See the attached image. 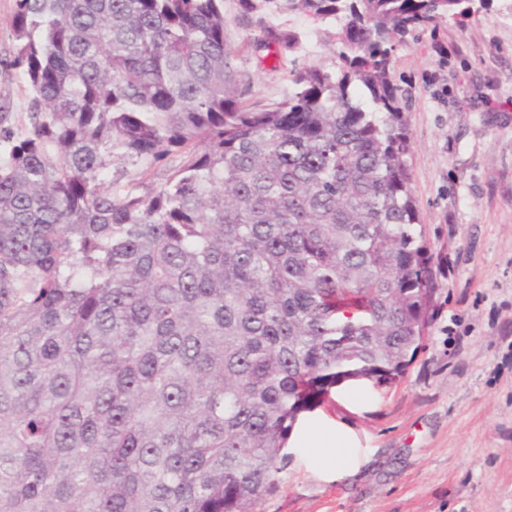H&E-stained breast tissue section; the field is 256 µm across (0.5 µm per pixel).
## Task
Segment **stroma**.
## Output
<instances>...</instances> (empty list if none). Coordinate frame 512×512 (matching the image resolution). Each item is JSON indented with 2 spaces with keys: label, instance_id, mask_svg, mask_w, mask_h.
<instances>
[{
  "label": "stroma",
  "instance_id": "1",
  "mask_svg": "<svg viewBox=\"0 0 512 512\" xmlns=\"http://www.w3.org/2000/svg\"><path fill=\"white\" fill-rule=\"evenodd\" d=\"M15 0H0V106L17 130L28 92L9 62ZM336 26L224 0L243 104L286 98L292 68H336ZM296 34L297 53L277 52ZM407 164L434 291L403 376L333 387L312 418L347 448H293L261 512H512V0L417 31L393 53Z\"/></svg>",
  "mask_w": 512,
  "mask_h": 512
}]
</instances>
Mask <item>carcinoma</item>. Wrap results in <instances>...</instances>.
Returning <instances> with one entry per match:
<instances>
[{"instance_id":"obj_1","label":"carcinoma","mask_w":512,"mask_h":512,"mask_svg":"<svg viewBox=\"0 0 512 512\" xmlns=\"http://www.w3.org/2000/svg\"><path fill=\"white\" fill-rule=\"evenodd\" d=\"M337 69L248 109L224 0H15L0 512H260L300 414L429 320L392 52L459 0H286ZM167 179L142 175L173 153Z\"/></svg>"}]
</instances>
